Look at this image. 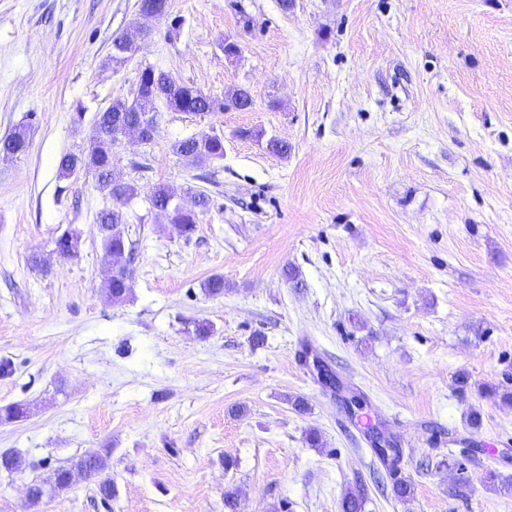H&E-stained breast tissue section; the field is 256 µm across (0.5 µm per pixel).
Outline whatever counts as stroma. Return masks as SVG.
<instances>
[{
  "label": "stroma",
  "mask_w": 512,
  "mask_h": 512,
  "mask_svg": "<svg viewBox=\"0 0 512 512\" xmlns=\"http://www.w3.org/2000/svg\"><path fill=\"white\" fill-rule=\"evenodd\" d=\"M172 11L176 35L136 0H0V138L30 130L28 152L0 157V359L13 364L0 407H26L0 422V453L23 459L0 472V512H342L354 487L364 512H512V488L485 479L512 485V404L498 394L512 389V0ZM136 22L149 37L113 64V38ZM148 66L218 98L249 87L253 105L162 110L150 143L117 153L114 178L138 189L124 209L133 287L117 303L96 224L111 200L57 165ZM201 133L224 139L203 169L172 150ZM158 183L209 196L191 236L151 207ZM66 230L77 258L53 254ZM319 363L364 396L362 417ZM372 423L396 436L397 469L374 454ZM88 451L110 500L80 479L29 504V484Z\"/></svg>",
  "instance_id": "stroma-1"
}]
</instances>
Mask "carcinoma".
Returning a JSON list of instances; mask_svg holds the SVG:
<instances>
[{"instance_id":"obj_1","label":"carcinoma","mask_w":512,"mask_h":512,"mask_svg":"<svg viewBox=\"0 0 512 512\" xmlns=\"http://www.w3.org/2000/svg\"><path fill=\"white\" fill-rule=\"evenodd\" d=\"M138 7L151 10L162 19H171L176 27L179 20L172 17L171 0H139ZM147 37V31L138 25L130 26L112 42V62L122 64L132 58L138 51L141 40ZM142 87L133 91L130 98L117 99L104 111L98 114L94 123L90 145L87 151L79 154L67 153L60 157L58 173L62 178H70L79 173L91 174L95 177L99 189L112 199V206L101 209L96 216L102 235V245L107 250H132L125 232L122 208L137 195L135 186L129 183L115 184L109 178L114 156L112 127L119 123L128 128L147 129L152 126L155 113L160 106L174 112L204 116L211 112L224 110H246L251 107L253 99L245 87H238L221 99L212 97L200 88L178 81L172 74L157 70L151 66L142 69ZM29 149L27 129L23 126L15 128L8 135L0 138V152L21 155ZM176 154L190 159L199 167L206 166L224 157V140L218 134H201L179 140L173 144ZM151 205L160 208L167 214L169 222L182 225L185 235L194 233L198 214L204 211L209 203L206 194L198 191H187L177 195L174 188L164 183L152 187L149 194ZM133 276L125 269L107 268L102 275V288L112 296L114 301H123L129 295ZM377 457L387 463L400 461L402 449L390 437H384V447L374 449ZM86 472V480L94 482L97 492L103 499L112 497V478L104 474L100 467H88L86 455L78 457L71 466L55 471L51 490L63 493L70 489L68 473L72 470ZM364 497L360 490L347 491L342 500V512H363Z\"/></svg>"}]
</instances>
